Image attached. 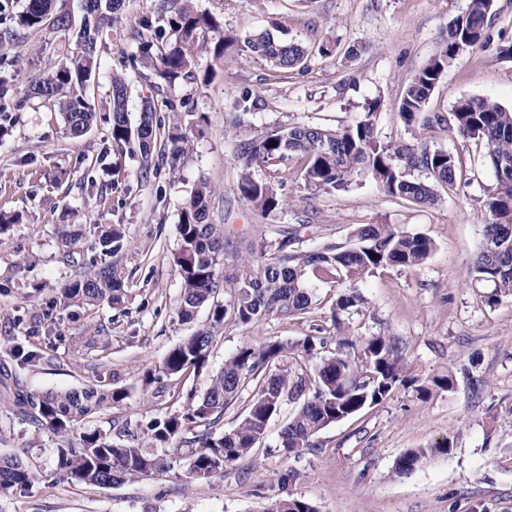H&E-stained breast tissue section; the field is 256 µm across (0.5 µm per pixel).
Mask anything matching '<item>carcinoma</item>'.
Masks as SVG:
<instances>
[{"instance_id":"obj_1","label":"carcinoma","mask_w":512,"mask_h":512,"mask_svg":"<svg viewBox=\"0 0 512 512\" xmlns=\"http://www.w3.org/2000/svg\"><path fill=\"white\" fill-rule=\"evenodd\" d=\"M166 26L151 18L139 21L137 32L141 56L156 77L165 83L196 77L195 60L211 51L221 60L229 52L248 53L271 63L288 75L303 65L310 48L294 40L275 37L269 31L243 38L219 35V22L197 10L191 0H163ZM122 0H83L80 21L57 7V0H26L15 17V27L3 34L11 39L19 32L50 26L63 35L76 34L80 51L54 65L32 85V93L58 104L67 135L81 140L98 119L111 126L112 147L123 150L135 144L149 169L157 143L167 147L174 164L191 145L178 114L169 124L156 118L155 103L147 101L139 121L128 118V85L116 74L111 79V99L105 114L96 112L86 90L99 68L98 41L111 24ZM494 16V0H468L466 9L448 26L447 38L427 63L407 82L397 112L407 126L420 121L428 100L448 68L459 57L457 47L471 52L483 46ZM381 102L366 104L356 123L335 129L321 125L290 123L259 139L243 141L237 183L240 198L262 214L285 204L278 194L288 165L297 164L296 176L311 193H331L348 188L352 177L373 182L386 197L417 204H434L442 189L456 185L458 158L444 149H430L397 140H383L377 131ZM422 122V121H420ZM431 120L422 122L426 126ZM448 126L464 142H479L494 169L496 186L487 194L483 207L488 221L483 225V242L472 263L471 287L483 301L497 305L512 296V172L502 179L499 165L512 168V109L484 97L456 102ZM276 146H270V142ZM268 170L257 180L252 169ZM427 171L430 181L411 177L415 169ZM211 189L200 182L182 209L178 231L180 247L173 261L181 277L178 315L194 319L197 311L210 307L209 321L171 349L164 360L145 372L144 386L165 378L198 372L208 362L216 338L231 321L255 326L269 318L296 317L310 312L319 301L320 284L337 287L362 281L380 269L414 268L434 248L432 239L411 234L393 224H360L353 242L341 245L324 241L313 249L300 247V230L286 232L273 247H260L259 255L241 260L239 272L224 274V230L209 222ZM105 256L116 257L127 242L121 225L114 224L100 238ZM228 288V298L216 295L219 284ZM124 279L118 261H92L90 268L62 288V301L79 297L94 305L117 303L122 298ZM367 299L359 292L336 298L332 309L333 333L311 325L312 333L297 342L261 339L242 345L211 376L207 390L183 395L181 408L154 417L132 430L123 425L115 431L90 429L75 433L76 426L94 413L106 399L123 400L125 389L106 395L93 388L28 393L17 385L16 417L62 439L57 448L58 466L71 481L92 486H110L171 469L166 448H186L188 473L195 479L221 476L224 469L247 457L266 436L270 420L285 403L292 405L288 422L278 434V447L287 456H300L319 446V434L340 418L354 416L380 404L402 380L406 362L398 344L385 336H362L352 332L349 318L361 311ZM254 388L247 413L239 425L224 430V411L247 387ZM448 439L431 448L407 450L396 462L394 474H412L428 458L448 455ZM34 478L30 467L17 455L0 456V491L26 485ZM267 512H317L310 503L289 494L273 497Z\"/></svg>"}]
</instances>
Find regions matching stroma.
Segmentation results:
<instances>
[{"label":"stroma","instance_id":"stroma-1","mask_svg":"<svg viewBox=\"0 0 512 512\" xmlns=\"http://www.w3.org/2000/svg\"><path fill=\"white\" fill-rule=\"evenodd\" d=\"M161 2L124 0L98 44L100 71L89 90L91 103L105 104L113 73L125 74L133 123L144 100L177 104L193 126L191 146L176 167L155 175L143 174L138 149L112 150L108 125L72 141L57 109L28 95L74 42L46 29L0 43V79L23 98L22 109L0 121L7 130L0 137V213L20 217L0 231V361L13 370L0 375V455L20 454L39 472L31 485L0 494V512H265L283 476L288 493L318 512H512V297L491 307L470 286L495 174L482 147L439 122L462 98L486 97L512 109V58L500 52L512 42V0H495L488 43L448 69L426 108L434 122L426 130L405 126L395 105L467 0H193L225 34L277 29L312 48L332 41L336 51L310 56L285 77L255 56L223 62L203 52L197 79L171 85L133 61L139 50L132 32L146 15L162 24ZM207 72L211 80L200 83ZM375 99L382 139L421 138L459 155L457 185L436 204L382 196L364 178L347 191L315 195L288 179L285 208L269 215L240 199L243 135L259 138L288 123L350 125ZM203 181L212 189L209 219L223 225L231 243L230 274L238 256L299 225L308 249L325 240L349 243L359 224H395L431 237L435 249L420 267L384 269L357 285L368 305L352 316L355 333L394 338L407 363L405 380L381 404L324 429L320 447L298 458L277 446L291 412L286 404L252 453L221 476L189 481L182 448L162 474L107 487L73 483L58 469V439L15 418L16 383L33 393L128 389L129 398L104 402L85 422L108 431L175 412L187 389L204 392L248 342H295L309 332L304 318L226 325L201 372L164 381L157 395L140 393L144 371L208 320L205 307L193 321L179 319L181 278L173 262L180 212ZM110 224L123 225L128 242L119 256L122 300L61 305L62 286L89 267ZM445 376L451 387L419 393ZM446 437L454 443L450 455L395 477L401 454Z\"/></svg>","mask_w":512,"mask_h":512}]
</instances>
